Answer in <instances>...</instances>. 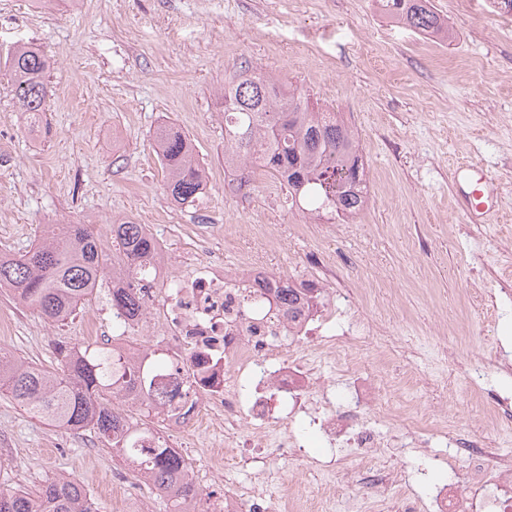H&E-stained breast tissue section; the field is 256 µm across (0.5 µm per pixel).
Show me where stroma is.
<instances>
[{"instance_id": "stroma-1", "label": "stroma", "mask_w": 512, "mask_h": 512, "mask_svg": "<svg viewBox=\"0 0 512 512\" xmlns=\"http://www.w3.org/2000/svg\"><path fill=\"white\" fill-rule=\"evenodd\" d=\"M451 40L419 34L384 16L377 0H77L59 10L0 0V251L20 254L49 224L124 220L155 227L170 254L200 224L235 236L238 251L267 260L292 281L311 280L320 255L339 277L326 309L386 325L389 347H361L383 399L399 409L494 433L482 392L467 390V352L498 341L512 358V11L499 0H432ZM30 43L51 62L46 121L31 128L11 93L8 52ZM248 63L340 114L368 173L358 214L301 231L281 183L256 172L224 193V126L217 94ZM179 126L205 167L203 202L182 208L163 188L153 133ZM482 164L500 187L498 224H469L455 203L453 170ZM265 224L267 240L245 227ZM353 292L345 302L341 290ZM108 303L95 290L76 316L49 323L0 293V349L53 367L61 346L83 345L88 313ZM453 335L447 386L416 384L428 341ZM313 435L301 450L267 448L259 460L222 448L187 454L203 500L261 484L281 512L312 501L323 481L309 465L325 455ZM65 475L100 512H170L169 502L93 432H73L0 394V490L36 491ZM124 477L132 495L112 491Z\"/></svg>"}]
</instances>
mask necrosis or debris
I'll list each match as a JSON object with an SVG mask.
<instances>
[{
	"label": "necrosis or debris",
	"mask_w": 512,
	"mask_h": 512,
	"mask_svg": "<svg viewBox=\"0 0 512 512\" xmlns=\"http://www.w3.org/2000/svg\"><path fill=\"white\" fill-rule=\"evenodd\" d=\"M206 244L195 236L176 264L157 252L138 281L145 318L166 341L163 367L150 368L152 350L126 344L137 325L121 312L88 319L89 337L150 370L149 391L126 392L124 407L150 402L168 437L206 431L214 447L236 450L299 447L287 432L288 415L303 407L322 441L349 449L360 465L358 489L347 498L323 487L322 512H512V454L482 431L451 423L440 433L448 465L464 462L462 477L425 500L398 494L405 481L399 461L408 449L430 445L420 426L400 425L375 384L353 386L336 399L330 384L317 381L285 346L289 339L309 343L356 370L360 346L369 338L387 343L386 331L370 332L353 318L336 333L311 309L289 318L279 299L286 277L249 256L227 270L221 259L205 256Z\"/></svg>",
	"instance_id": "1"
}]
</instances>
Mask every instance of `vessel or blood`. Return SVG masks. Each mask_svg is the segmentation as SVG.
Instances as JSON below:
<instances>
[{"label":"vessel or blood","mask_w":512,"mask_h":512,"mask_svg":"<svg viewBox=\"0 0 512 512\" xmlns=\"http://www.w3.org/2000/svg\"><path fill=\"white\" fill-rule=\"evenodd\" d=\"M462 182L457 204L473 224L494 223L499 212L497 190L482 166L474 162L458 164L454 170Z\"/></svg>","instance_id":"vessel-or-blood-1"}]
</instances>
